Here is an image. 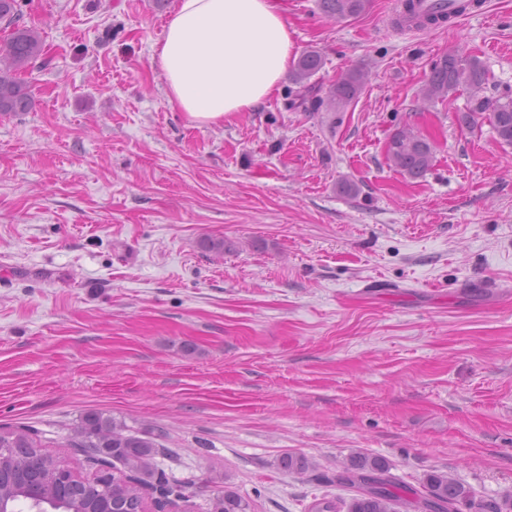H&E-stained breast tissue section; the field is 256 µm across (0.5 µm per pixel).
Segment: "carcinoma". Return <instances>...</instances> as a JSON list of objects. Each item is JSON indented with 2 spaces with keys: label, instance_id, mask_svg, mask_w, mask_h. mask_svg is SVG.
Returning <instances> with one entry per match:
<instances>
[{
  "label": "carcinoma",
  "instance_id": "cac0c4a2",
  "mask_svg": "<svg viewBox=\"0 0 512 512\" xmlns=\"http://www.w3.org/2000/svg\"><path fill=\"white\" fill-rule=\"evenodd\" d=\"M323 11L334 18L357 17L369 7V0H320ZM399 23L417 28L437 23V18L417 10L414 0H405ZM0 24L10 30L8 41L0 48V114L26 112L32 106L30 85L22 75L35 66L45 69L51 59L45 57L38 31L22 22L19 0H0ZM323 64L315 49L303 52L291 74L294 89L289 92L288 107H344L358 98L367 76L359 68H350L336 80L326 96L319 95L311 78ZM484 82V69L476 58L464 59L450 50L432 66L424 87L428 98L443 99L461 87H479ZM486 122L500 143L512 146V94L496 98H474L461 123L472 129ZM386 156L391 166L411 178L423 176L433 165V144L408 128L395 130L387 143ZM200 248L216 257L224 256L231 244L222 237H205ZM70 447L81 449L90 460L113 466L117 461L132 477L117 480L109 472L98 476L92 484L81 483L66 496H58L55 473L61 470L53 457L42 449L36 435L27 429L0 430V491L26 501V479L33 473L43 478V495L57 512H138L140 490L158 480L155 457L161 452L157 435L133 432L116 418L98 411H89L74 429ZM281 468L289 473H303L310 467L304 456L282 458ZM342 480L355 489L347 504V512H399L403 507L415 512H459L466 498L463 487L444 473L431 474L425 491L409 489L397 492L389 475V466L382 458L354 456L344 466ZM249 503L226 490L214 497L210 512H247Z\"/></svg>",
  "mask_w": 512,
  "mask_h": 512
}]
</instances>
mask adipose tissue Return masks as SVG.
Here are the masks:
<instances>
[{"label":"adipose tissue","instance_id":"ef3b65f1","mask_svg":"<svg viewBox=\"0 0 512 512\" xmlns=\"http://www.w3.org/2000/svg\"><path fill=\"white\" fill-rule=\"evenodd\" d=\"M293 54L282 0H176L152 63L169 105L211 124L263 104Z\"/></svg>","mask_w":512,"mask_h":512}]
</instances>
